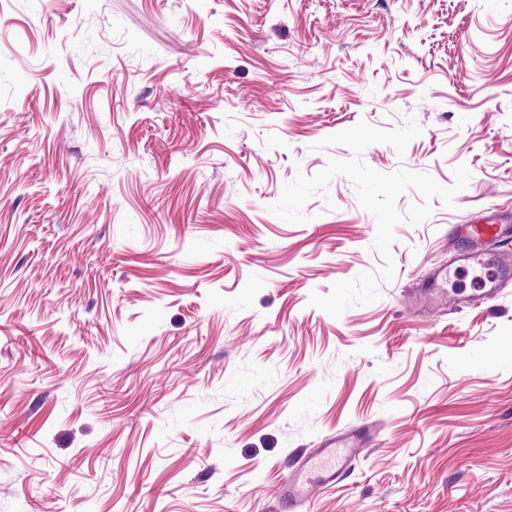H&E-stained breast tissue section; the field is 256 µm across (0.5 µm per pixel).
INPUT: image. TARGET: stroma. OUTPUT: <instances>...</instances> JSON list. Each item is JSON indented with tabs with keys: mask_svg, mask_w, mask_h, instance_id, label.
<instances>
[{
	"mask_svg": "<svg viewBox=\"0 0 512 512\" xmlns=\"http://www.w3.org/2000/svg\"><path fill=\"white\" fill-rule=\"evenodd\" d=\"M452 185L394 230L392 281L335 177ZM512 211V0H0V512H278L288 456L379 430L310 512H512V285L415 308L448 227Z\"/></svg>",
	"mask_w": 512,
	"mask_h": 512,
	"instance_id": "1",
	"label": "stroma"
}]
</instances>
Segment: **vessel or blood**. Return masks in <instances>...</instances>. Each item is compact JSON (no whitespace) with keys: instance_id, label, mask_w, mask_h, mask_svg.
Wrapping results in <instances>:
<instances>
[{"instance_id":"b4317fda","label":"vessel or blood","mask_w":512,"mask_h":512,"mask_svg":"<svg viewBox=\"0 0 512 512\" xmlns=\"http://www.w3.org/2000/svg\"><path fill=\"white\" fill-rule=\"evenodd\" d=\"M448 235L464 240L465 250L456 254L452 263L430 269L416 283L414 292L424 300L444 299L447 285L460 271L472 266L492 264L493 271L484 281L478 294L464 297V304L491 301L497 298L504 285L512 282V253L491 254L496 242L512 240V221L494 209H486L466 224H452ZM377 437L372 424L358 423L323 438L316 447L295 451L290 472L276 490V499L286 512H308L316 488L330 486L341 480L349 469L356 449L374 444Z\"/></svg>"}]
</instances>
